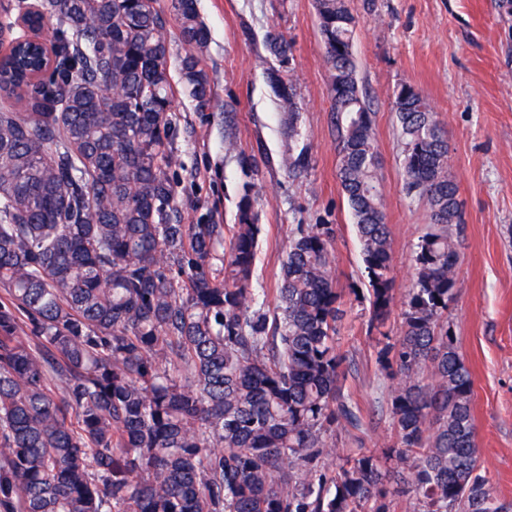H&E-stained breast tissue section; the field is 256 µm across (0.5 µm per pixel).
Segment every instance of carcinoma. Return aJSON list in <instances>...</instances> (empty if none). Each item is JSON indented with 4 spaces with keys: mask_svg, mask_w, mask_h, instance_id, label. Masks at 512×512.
Wrapping results in <instances>:
<instances>
[{
    "mask_svg": "<svg viewBox=\"0 0 512 512\" xmlns=\"http://www.w3.org/2000/svg\"><path fill=\"white\" fill-rule=\"evenodd\" d=\"M337 118V176L360 243L368 329L396 301L372 112L346 0H317ZM183 89L199 108L209 31L171 0ZM53 64L0 62V512H512L481 473L473 380L448 322L462 202L446 132L413 86L394 93L404 190L430 226L399 336L381 337L394 440L341 457L327 434L365 418L339 387L347 314L333 228L294 224L276 312L252 287L249 195L224 225L184 224L169 148L175 89L156 0H41ZM266 47L288 59V41ZM271 84L294 111L292 85ZM27 102V111L14 105Z\"/></svg>",
    "mask_w": 512,
    "mask_h": 512,
    "instance_id": "cac0c4a2",
    "label": "carcinoma"
}]
</instances>
